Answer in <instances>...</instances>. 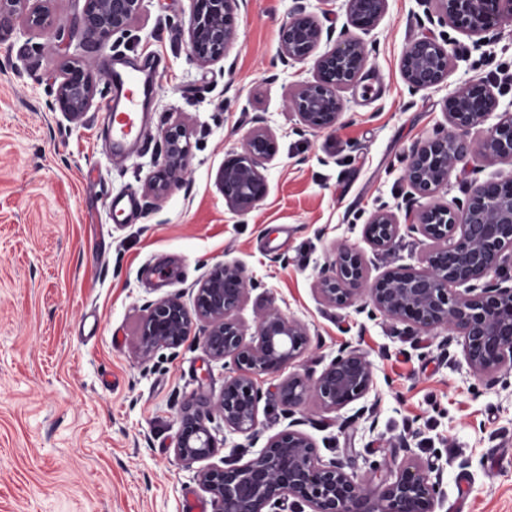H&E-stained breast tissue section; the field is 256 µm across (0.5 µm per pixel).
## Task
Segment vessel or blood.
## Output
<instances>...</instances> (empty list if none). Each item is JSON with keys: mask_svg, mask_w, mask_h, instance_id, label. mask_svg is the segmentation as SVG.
<instances>
[{"mask_svg": "<svg viewBox=\"0 0 512 512\" xmlns=\"http://www.w3.org/2000/svg\"><path fill=\"white\" fill-rule=\"evenodd\" d=\"M159 62L155 59L112 60L106 66L112 88L107 121L113 156L124 157L137 147L146 125L148 102L155 90Z\"/></svg>", "mask_w": 512, "mask_h": 512, "instance_id": "b4317fda", "label": "vessel or blood"}]
</instances>
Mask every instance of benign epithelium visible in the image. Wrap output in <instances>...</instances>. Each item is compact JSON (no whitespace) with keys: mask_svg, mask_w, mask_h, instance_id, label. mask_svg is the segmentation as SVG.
<instances>
[{"mask_svg":"<svg viewBox=\"0 0 512 512\" xmlns=\"http://www.w3.org/2000/svg\"><path fill=\"white\" fill-rule=\"evenodd\" d=\"M50 0H0V42L11 35L14 20L23 18L29 31L56 26ZM145 0H83L78 31L82 45L103 49L116 34H125L144 11ZM347 24L340 38L323 29L315 15L298 3L279 31L281 56L290 62L314 61L313 79L289 99L287 108L309 131L334 129L344 111L340 92L355 86L367 65L364 36L380 23L388 0H345ZM441 17L481 39L512 20V0H436ZM247 0H191L187 21V50L200 66L224 60L235 39L237 19ZM361 35L350 33V29ZM325 49H320L321 44ZM448 41L426 34L409 44L400 58L403 79L413 91L440 86L448 77ZM97 81L80 59L64 65L56 80L55 108L70 120L84 117L93 106ZM498 100L489 82L471 78L447 98L448 130L420 142L412 151L404 180L422 197L434 195L448 183V174L474 153L512 163V113L504 112L479 144L471 129L494 113ZM191 133L179 119L162 133L163 168L151 175L145 191L164 198L170 185L187 174ZM276 136L261 119L249 132L242 150L227 154L217 184L227 206L245 214L268 192L264 164L276 154ZM418 233L430 241L419 267H396L367 281L361 255L339 247L334 264L318 281L323 303L333 307L363 301L371 308L413 330L445 328L448 340L462 346L464 359L477 376L496 378L512 372V285L499 273L512 251V173L478 185L457 209L433 206L405 213L380 209L366 225V238L377 251H389L402 232ZM463 287L458 291L457 287ZM244 269L237 264L216 267L197 285L193 308L178 296H167L146 307L138 327L137 348L148 356L156 349L179 348L196 324H201L209 356L224 361L228 375L215 398L189 406L180 419L175 453L187 465L212 457L217 441L204 411H214L224 426L252 443L259 437L258 407L262 397L257 380L281 373L302 357L310 344L305 322L267 309L257 315L256 339L244 340L237 313L248 298ZM374 389L368 356L356 347L338 351L318 376L291 374L277 386L276 397L291 413L307 398L340 410L367 397ZM204 491L219 512H435L441 496V472L411 455L395 470L373 471L359 477L349 463H328L302 431L288 428L267 438L245 461L198 471Z\"/></svg>","mask_w":512,"mask_h":512,"instance_id":"1","label":"benign epithelium"}]
</instances>
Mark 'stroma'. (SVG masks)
Segmentation results:
<instances>
[{"label":"stroma","mask_w":512,"mask_h":512,"mask_svg":"<svg viewBox=\"0 0 512 512\" xmlns=\"http://www.w3.org/2000/svg\"><path fill=\"white\" fill-rule=\"evenodd\" d=\"M145 15L113 49L78 43L44 50L47 36L17 28L0 42V512H183L186 499L217 506L198 466L174 453L188 404L219 394L224 364L211 360L201 329L176 349L136 351L149 302L193 290L216 265L236 263L250 278L238 317L246 336L270 308L313 333L294 372L321 373L342 345L373 364L377 409L341 410L307 400L294 413L275 397L280 378L259 380L258 429L270 437L296 424L323 461L346 459L357 474L393 468L406 453L437 466L449 512L459 485L468 512H512V375H474L447 330L409 333L405 324L357 306L324 305L317 281L348 244L369 277L418 265L427 240L404 235L376 251L365 239L385 208H457L482 182L512 164L474 158L457 165L434 196L403 178L416 144L445 125V101L472 77L488 80L512 110V22L486 43L441 23L436 0H388L369 35L362 84L344 91L335 130L310 132L286 106L313 77L312 61L285 63L279 29L295 0H247L225 60L201 67L188 57L190 0H145ZM449 40L456 56L437 88L411 91L400 70L405 47L422 34ZM160 59L142 143L126 159L106 147L109 86L104 58ZM78 56L98 78L93 107L72 121L54 110V79ZM263 117L277 139L266 163L268 193L249 213L230 211L216 185L226 153L240 150ZM191 132L189 177L151 203L144 188L163 159L173 118ZM136 196L140 214L113 223L111 198ZM221 466L257 448L213 417Z\"/></svg>","instance_id":"stroma-1"}]
</instances>
